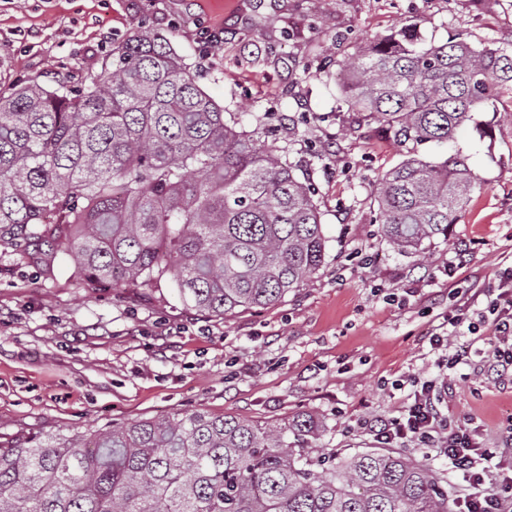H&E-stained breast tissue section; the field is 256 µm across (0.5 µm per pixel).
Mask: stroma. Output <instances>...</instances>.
<instances>
[{"label": "stroma", "mask_w": 512, "mask_h": 512, "mask_svg": "<svg viewBox=\"0 0 512 512\" xmlns=\"http://www.w3.org/2000/svg\"><path fill=\"white\" fill-rule=\"evenodd\" d=\"M411 27L429 42L460 34L506 46L512 0H0V88L75 84L134 31L162 34L215 101L291 147L330 239L314 279L222 318L189 313L166 283L91 287L76 258L48 274L44 246H0V435L204 410L261 423L307 416L319 447H375L362 421L398 416L409 399L392 381L440 373L433 327L455 301L484 307V289L512 268L506 97L479 115L492 136L472 126L456 136L480 184L447 240L417 263L381 235L372 191L409 151L349 109L344 68ZM487 347L465 330L453 337L461 359L448 371L443 411L492 443L512 417V374L488 368ZM399 450L437 468L454 499L470 493L435 449Z\"/></svg>", "instance_id": "1"}]
</instances>
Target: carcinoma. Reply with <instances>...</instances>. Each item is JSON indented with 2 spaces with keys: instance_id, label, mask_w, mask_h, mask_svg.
Instances as JSON below:
<instances>
[{
  "instance_id": "obj_1",
  "label": "carcinoma",
  "mask_w": 512,
  "mask_h": 512,
  "mask_svg": "<svg viewBox=\"0 0 512 512\" xmlns=\"http://www.w3.org/2000/svg\"><path fill=\"white\" fill-rule=\"evenodd\" d=\"M343 93L405 147L444 144L512 97V46L398 31L352 58ZM225 113L163 36L137 33L76 85L0 92V245L40 240L90 286L170 282L199 315L273 305L325 263L315 189ZM478 178L459 152L376 184L381 233L417 261ZM317 429L188 410L81 434L0 436V512H453L429 463L324 452Z\"/></svg>"
}]
</instances>
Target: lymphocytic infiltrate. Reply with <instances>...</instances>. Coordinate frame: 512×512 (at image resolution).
I'll return each mask as SVG.
<instances>
[{"instance_id":"f902f5d3","label":"lymphocytic infiltrate","mask_w":512,"mask_h":512,"mask_svg":"<svg viewBox=\"0 0 512 512\" xmlns=\"http://www.w3.org/2000/svg\"><path fill=\"white\" fill-rule=\"evenodd\" d=\"M487 303L477 310L460 305L448 316L446 325L431 336L434 349L449 348L450 337L460 328L476 333L489 329L491 348L487 360L498 372L512 371V285L487 289ZM415 390L404 413L396 418L377 422L369 429L381 444L412 442L422 448H433L467 474L473 494L458 504V512H503L512 504V470L490 465L499 451L481 445L468 425L455 423L441 409L447 382L414 378Z\"/></svg>"}]
</instances>
